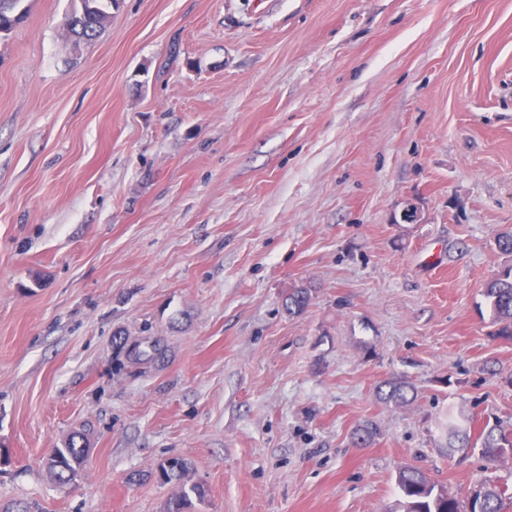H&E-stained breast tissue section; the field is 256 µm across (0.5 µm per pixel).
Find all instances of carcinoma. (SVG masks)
I'll return each mask as SVG.
<instances>
[{"mask_svg":"<svg viewBox=\"0 0 512 512\" xmlns=\"http://www.w3.org/2000/svg\"><path fill=\"white\" fill-rule=\"evenodd\" d=\"M26 0H0V40L7 38L24 19ZM117 0H80L79 7L65 15L63 29L75 45L93 40L111 18V11ZM484 297L490 307L494 331L492 336L512 341V265L504 266L485 286ZM313 299L312 290L304 285L289 289L283 309L291 317L303 314ZM160 344L152 342L149 349L139 347L126 353L133 362L156 360L162 356ZM381 401L396 406L411 403L417 392L406 380L386 381L378 387ZM512 446V430L500 424H477L469 420L463 426L454 418H448V449L477 448L486 463V469L501 466L499 449ZM89 448L80 434L72 435L68 441L52 449V455L45 458L47 472L57 485L69 484L70 472L81 469L87 462ZM189 470L183 457H172L167 465L157 467L158 480L167 485L179 487L169 497L164 512H191L193 502H202L207 497L204 485L185 483ZM485 488L483 498L473 501L461 500L443 487L431 484L416 467L402 468L396 479L400 494L399 508L393 512H507L512 505V487L491 476L482 479Z\"/></svg>","mask_w":512,"mask_h":512,"instance_id":"1","label":"carcinoma"}]
</instances>
